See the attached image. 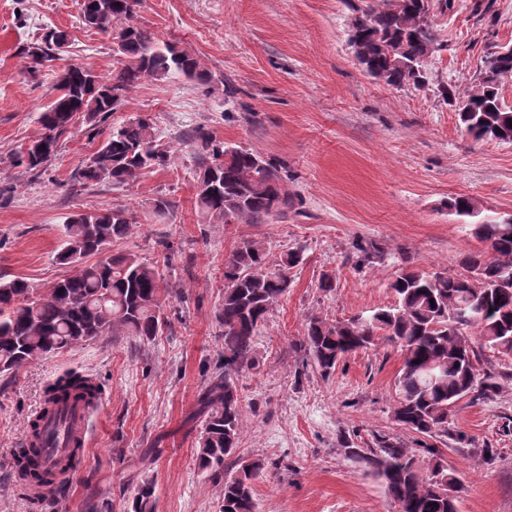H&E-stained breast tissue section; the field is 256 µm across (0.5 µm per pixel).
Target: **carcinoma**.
<instances>
[{"label": "carcinoma", "mask_w": 512, "mask_h": 512, "mask_svg": "<svg viewBox=\"0 0 512 512\" xmlns=\"http://www.w3.org/2000/svg\"><path fill=\"white\" fill-rule=\"evenodd\" d=\"M139 4L140 0H82L80 18L85 26L108 35L128 31L130 36L115 48L116 65L106 79L80 63L59 69L56 94L38 116L40 132L19 163L46 171L45 164L59 151L75 116L86 118L89 136L95 138L147 78L162 81L182 74L206 79L193 56L158 40L137 22ZM431 8L432 0H369L348 39L365 72L382 74L383 82L395 88L425 83L423 63L442 48ZM67 42L66 31L51 28L42 42L23 47L28 71L34 74L49 66ZM482 68L512 76V53L492 51ZM114 87L123 91L118 101L106 94ZM463 99L468 112L464 128L470 136L512 142V110L503 106L499 86L479 88L473 82ZM190 138L201 145L197 179L210 184L209 191L196 195L199 213L208 223L264 224L288 209V190L278 169L260 154L226 145L201 126ZM173 160L170 147L157 140L151 116L139 113L112 126L78 169V182L123 186ZM134 223L136 216L124 206L73 214L65 221L59 253L62 263L73 266L71 275L42 293L22 278L0 281V373H13L106 336L145 342L163 331L164 286L155 266L133 254L92 265L83 262L101 246L127 237ZM471 226L485 250L461 259L465 273L407 270L390 285L394 304L367 316L336 322L314 316L306 323L304 343L324 375L333 372L342 355L367 349L378 340L399 348L403 362L396 381L394 420L427 438L448 436L449 412L459 400L471 393L488 398L500 388L498 374L478 368L477 349L512 356V220ZM301 261L300 252L288 251L270 266L264 245L256 240L241 242L224 260V299L216 315L224 328V366L199 394L204 423L196 458L198 469L221 486L219 512H255L253 481L264 463H242L235 474H224V460L235 451L241 432L237 380L253 366L255 333L287 292L289 271ZM471 301L484 308L476 321L460 314ZM433 364L441 368L434 379ZM98 394L94 379L77 372L47 386L43 413L29 425L30 446L16 458L23 486L64 492L59 476L71 469L83 448L71 441L62 407ZM374 441V447L348 448L346 455L382 482L400 512H452L448 489L457 478L444 465L441 449L428 443L403 448L385 436ZM47 453L54 456L50 467L42 464ZM154 495L153 482L142 479L130 512H155Z\"/></svg>", "instance_id": "carcinoma-1"}]
</instances>
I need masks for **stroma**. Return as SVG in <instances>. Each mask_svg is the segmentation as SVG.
Listing matches in <instances>:
<instances>
[{
    "label": "stroma",
    "mask_w": 512,
    "mask_h": 512,
    "mask_svg": "<svg viewBox=\"0 0 512 512\" xmlns=\"http://www.w3.org/2000/svg\"><path fill=\"white\" fill-rule=\"evenodd\" d=\"M476 2L432 10L442 48L425 62V85L397 89L366 74L348 45L363 0H142L138 22L195 57L208 78H148L133 91L114 122L150 114L175 160L117 187L74 180L98 147L82 118L46 175L16 162L39 132L56 78L30 74L23 46L45 29L67 30L64 60L106 77L111 37L82 24L80 0H0V279L19 276L46 290L69 272L57 260L67 217L125 206L137 222L106 252L156 265L169 318L146 343L108 336L0 374V512H32L13 479V450L46 385L70 371L95 379L107 401L84 446L87 465L42 512L102 504L128 512L145 477L155 485V512H218L219 488L195 464L197 398L224 360L216 319L224 259L246 239L264 244L270 259L298 249L303 260L238 380L242 432L225 473L244 460L264 462L253 483L256 512H397L345 450L377 435L416 447L418 435L393 415L400 351L381 341L346 353L325 376L302 337L308 317L340 321L393 304L390 284L404 267L460 273L463 256L484 245L449 213L448 199L476 202L483 220L512 219V144L474 140L441 93L464 90L489 52L512 46V0H488L486 13ZM198 126L273 161L292 206L264 224L205 223L185 137ZM160 196L169 202L161 216L152 211ZM481 363L501 386L491 398L456 403L444 462L458 478L456 512H512V358L488 352Z\"/></svg>",
    "instance_id": "35a3bbf8"
}]
</instances>
